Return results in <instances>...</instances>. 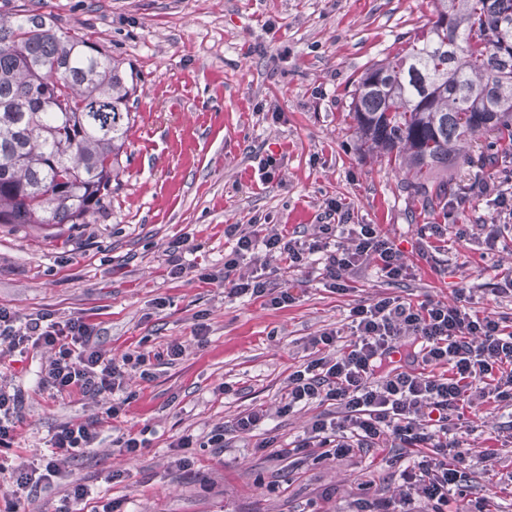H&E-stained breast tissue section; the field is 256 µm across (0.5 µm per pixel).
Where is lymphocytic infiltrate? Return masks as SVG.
Masks as SVG:
<instances>
[{"mask_svg":"<svg viewBox=\"0 0 512 512\" xmlns=\"http://www.w3.org/2000/svg\"><path fill=\"white\" fill-rule=\"evenodd\" d=\"M339 201H329L323 222L306 240L277 231H246L230 224L226 237L235 247L224 260V282L233 297L266 298L279 307L293 302L288 290L278 289L261 275L239 271L246 255L262 251L268 257H287L292 266L318 262L330 288L341 290L349 274L366 263L375 264L381 277L396 280L410 272L395 245L377 225L348 229L347 240H338L335 219L344 215ZM353 340L348 351L333 358L305 362L289 376L285 410L333 402L340 421H315L293 447L281 454L306 448H332L345 454L356 448H374L386 439L399 440L416 450L432 449V459H409L402 472L410 491L396 501H374L368 512H415L414 499L422 497L433 512L461 492L467 474L460 463V441L449 434L453 414L476 401L512 400V329L499 320L479 317L463 306L441 301L419 305L384 298L351 311ZM90 325L33 321L19 325L14 315L0 308V357L29 345L55 348L43 384L58 394H108L123 390L125 372L94 342ZM409 336L404 361L394 360V341ZM422 371H415V364ZM99 433L92 424H66L51 438L57 454L45 465L47 476L60 470L58 453L73 454L95 447Z\"/></svg>","mask_w":512,"mask_h":512,"instance_id":"1","label":"lymphocytic infiltrate"}]
</instances>
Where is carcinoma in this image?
<instances>
[{
  "instance_id": "1",
  "label": "carcinoma",
  "mask_w": 512,
  "mask_h": 512,
  "mask_svg": "<svg viewBox=\"0 0 512 512\" xmlns=\"http://www.w3.org/2000/svg\"><path fill=\"white\" fill-rule=\"evenodd\" d=\"M138 76L43 16L0 13V224H85L112 195ZM349 112L369 151L448 209L424 170L484 166L479 134L512 142V0H439L436 20L357 81Z\"/></svg>"
}]
</instances>
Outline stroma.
<instances>
[{
	"label": "stroma",
	"instance_id": "stroma-1",
	"mask_svg": "<svg viewBox=\"0 0 512 512\" xmlns=\"http://www.w3.org/2000/svg\"><path fill=\"white\" fill-rule=\"evenodd\" d=\"M24 4L64 31L104 45L138 75L134 121L106 209L86 224L0 226V307L21 322L79 319L115 363L154 353L151 378L129 373L130 401L106 415L110 397H57L41 380L54 356L26 348L0 366V384L20 390L18 445L0 450V512H361L368 500L403 493L398 443L336 456L321 448L279 457L302 436L324 403L282 412L289 374L312 354L322 332L350 341V311L401 298L466 305L512 326V293L495 289L512 274V239L488 247L497 217L486 196L512 185V148L497 164H462L432 177L469 191L464 208L424 207L404 169L365 152L349 112L356 81L394 56L435 19V0H0ZM272 161V177L263 164ZM352 224H375L399 247L412 276L388 280L365 265L339 292L317 266L271 260L272 280L294 303L235 298L216 281L234 248L228 224H267L307 236L329 200ZM460 234L425 235L428 224ZM192 246L193 266L173 276V244ZM177 343L180 358L164 353ZM271 417L250 434L237 418L256 408ZM459 429L469 499L512 512V404L467 409ZM67 423H91L98 447L71 456L54 477L18 487L19 470L42 471L49 440ZM224 445L211 448V431ZM142 435L137 455L123 433ZM184 435L188 448L175 447ZM94 492L77 501L76 485Z\"/></svg>",
	"mask_w": 512,
	"mask_h": 512
}]
</instances>
